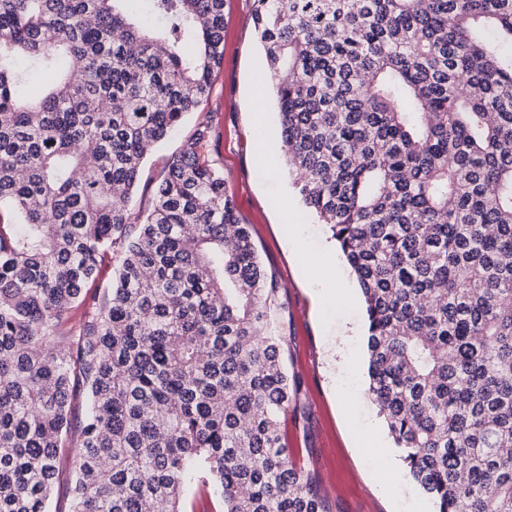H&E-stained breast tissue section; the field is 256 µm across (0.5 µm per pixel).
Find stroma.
I'll return each instance as SVG.
<instances>
[{"mask_svg": "<svg viewBox=\"0 0 512 512\" xmlns=\"http://www.w3.org/2000/svg\"><path fill=\"white\" fill-rule=\"evenodd\" d=\"M254 0H224V50L209 95L206 154L248 224L263 268L277 281L276 322L288 338L287 370L301 384V413L284 427L301 466L315 470L335 512H432L410 480L386 424L367 394L365 317L360 289L328 228L294 194L284 162L273 83L253 27ZM265 112L267 146L255 148V116ZM349 291L336 306L324 289ZM350 337L344 348L336 339ZM352 393L343 411L339 387ZM391 457L393 473L380 482Z\"/></svg>", "mask_w": 512, "mask_h": 512, "instance_id": "35a3bbf8", "label": "stroma"}]
</instances>
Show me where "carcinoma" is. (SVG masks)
I'll use <instances>...</instances> for the list:
<instances>
[{"instance_id":"carcinoma-1","label":"carcinoma","mask_w":512,"mask_h":512,"mask_svg":"<svg viewBox=\"0 0 512 512\" xmlns=\"http://www.w3.org/2000/svg\"><path fill=\"white\" fill-rule=\"evenodd\" d=\"M127 2L0 0V512H49L67 452L70 512H185L193 472L223 512H333L209 116L144 178L209 95L224 0H140L155 32ZM254 25L408 476L433 512H512V0H255ZM20 57L48 79L23 101ZM195 125V116L190 115L184 125L170 137L160 142L145 164V176L157 180L169 159L175 155L182 142L192 132Z\"/></svg>"}]
</instances>
